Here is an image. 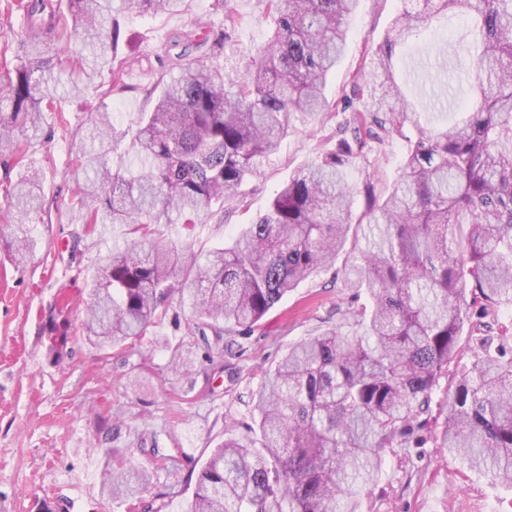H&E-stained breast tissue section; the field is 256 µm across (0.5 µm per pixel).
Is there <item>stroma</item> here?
Returning a JSON list of instances; mask_svg holds the SVG:
<instances>
[{
	"instance_id": "stroma-1",
	"label": "stroma",
	"mask_w": 512,
	"mask_h": 512,
	"mask_svg": "<svg viewBox=\"0 0 512 512\" xmlns=\"http://www.w3.org/2000/svg\"><path fill=\"white\" fill-rule=\"evenodd\" d=\"M186 12L125 14L127 51L134 64L126 89L107 104L118 128L134 125L150 111L149 90L163 73H178L177 53L186 40L195 47L186 61L211 63V41L224 29L215 0H186ZM240 23L229 46L247 62L265 41L270 25L262 0H232ZM402 0H360L350 22L345 51L327 79L328 99H338L362 58L381 41ZM466 32L461 19L446 29L415 39L407 64L440 58L456 62ZM67 118L48 117L28 160L44 172L42 223L30 260L15 265L6 244L13 228L4 218L5 194L17 169L0 164V512H182L193 487L186 478L231 433H244L255 413L251 394L264 373L275 369L289 345L338 327L354 330L341 312L353 299L340 266L302 282L231 351L199 346L187 304L173 302L165 319L141 340L112 353L84 336L81 322L89 285L121 238V226L87 232L67 204L75 190L68 173L72 155L87 141L91 107L99 99L87 89L81 99L56 91ZM339 112L316 116L298 112L278 150L265 157L260 172L244 186L243 203L225 204L223 218H210L185 234L165 225L177 247L195 250L223 245L263 213L288 176L336 141ZM405 158L395 137L354 159L346 176L359 188L367 174L392 181ZM196 347L192 389H184L172 369V349ZM434 430L422 433L417 448L389 456L377 487L362 493V512H512V490L490 476L460 470ZM177 456L179 474H168L164 458ZM153 468L155 478L136 501L108 499L101 475L113 466Z\"/></svg>"
}]
</instances>
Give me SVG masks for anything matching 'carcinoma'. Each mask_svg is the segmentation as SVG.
<instances>
[{
  "mask_svg": "<svg viewBox=\"0 0 512 512\" xmlns=\"http://www.w3.org/2000/svg\"><path fill=\"white\" fill-rule=\"evenodd\" d=\"M180 2L7 0V12L18 3L27 16L25 31L0 47L13 59L0 73V146L24 169L6 193L15 263L26 261L41 211L43 173L27 163L28 152L43 114L57 111L54 48L40 33L82 38L85 78L108 69L104 100L124 89L120 16L130 8L165 13ZM228 2L216 0L224 33L210 45L226 62L239 24ZM264 2L271 33L244 65H187L160 78L152 111L127 129L103 107L91 113L90 144L71 157L82 187L70 208L92 232L105 224L126 232L97 270L87 336L103 350L141 338L166 316L175 291L190 301L205 345L209 332L246 336L332 263L348 234L361 233L368 249H351L343 267L345 285L367 296L345 312L356 331L328 329L288 350L254 393V436L212 450L183 512H360L359 492L373 490L452 368L438 447L512 486V347L492 335L500 310L512 308V0H420L423 8L403 9L334 102L326 77L358 0ZM459 10L474 35L460 62L470 79L467 119L433 130L428 112L409 103L395 57ZM293 112L347 114L335 148L288 177L231 243L176 255L156 226L206 223L211 204L278 148ZM394 135L407 142L402 172L384 187L366 176L356 215L346 167ZM456 224L470 225L466 237L454 236ZM172 361L188 377L192 350L176 347ZM152 478L145 467L113 469L102 473V488L129 499Z\"/></svg>",
  "mask_w": 512,
  "mask_h": 512,
  "instance_id": "obj_1",
  "label": "carcinoma"
}]
</instances>
